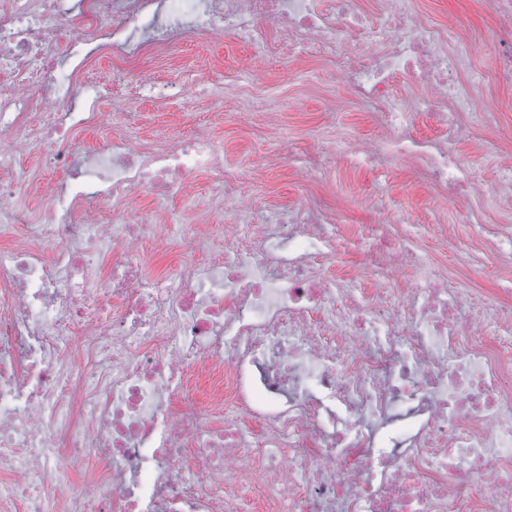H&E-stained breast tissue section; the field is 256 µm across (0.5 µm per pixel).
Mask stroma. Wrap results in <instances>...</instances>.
<instances>
[{"instance_id": "stroma-1", "label": "stroma", "mask_w": 512, "mask_h": 512, "mask_svg": "<svg viewBox=\"0 0 512 512\" xmlns=\"http://www.w3.org/2000/svg\"><path fill=\"white\" fill-rule=\"evenodd\" d=\"M415 6L429 19L467 29L476 38L475 50L458 71L457 81L477 104L495 105L498 124L473 127L471 136L458 141L455 149L491 193L483 203L487 223L512 230V207L498 206L492 199L501 189L502 167L512 159V139L501 137L502 129L512 128V88L493 80L494 21L484 13L481 0H416ZM152 66L159 75L176 71L193 84L187 98L165 106L142 100L130 103L139 140L151 144L168 133L206 126L224 148L225 171L238 177L236 190L274 212L316 200L332 207L344 204L342 222L353 237L362 225L373 223L369 204L373 198L389 203L398 216L434 213L450 226L449 242L435 241L409 224L404 232L455 274L460 288L475 294L497 291V256L484 249L473 225L462 222L459 204L441 196L422 170L395 158L374 169L346 161L342 150L347 143L373 144L383 129L349 89L331 83L329 61L281 50L256 66L246 40L191 36L173 56L153 61ZM215 77L224 86L220 98L209 87ZM269 104L280 114L273 124L263 115ZM19 164L29 175L22 203L39 210L43 187L52 179L44 150L32 148ZM466 251L475 253L477 269L458 268L456 255Z\"/></svg>"}]
</instances>
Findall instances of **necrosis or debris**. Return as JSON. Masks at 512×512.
Wrapping results in <instances>:
<instances>
[{
	"instance_id": "1",
	"label": "necrosis or debris",
	"mask_w": 512,
	"mask_h": 512,
	"mask_svg": "<svg viewBox=\"0 0 512 512\" xmlns=\"http://www.w3.org/2000/svg\"><path fill=\"white\" fill-rule=\"evenodd\" d=\"M317 2L0 0V512H512V301L455 286L381 200L378 221L341 245L335 213L237 202L207 131L149 145L84 105L112 95L84 77L95 58L132 74V97L169 96L177 83L143 62L185 36L246 39L257 63L279 45L343 59L334 79L385 131L348 151L424 169L511 261L512 234L475 207L481 179L448 150L468 133L458 114L497 122L453 80L468 35L412 0L367 15ZM482 7L494 78L511 86L512 0ZM402 78L425 95L400 96ZM417 112L445 143L409 133ZM96 133L107 145L92 153L82 138ZM39 139L58 179L35 214L10 159ZM194 173L216 191L174 223L167 203ZM143 188L154 205L132 210ZM151 239L181 247L172 274L148 273ZM342 248L363 256L349 282L328 272ZM194 377L209 404L187 397ZM85 458L95 469L78 471Z\"/></svg>"
}]
</instances>
